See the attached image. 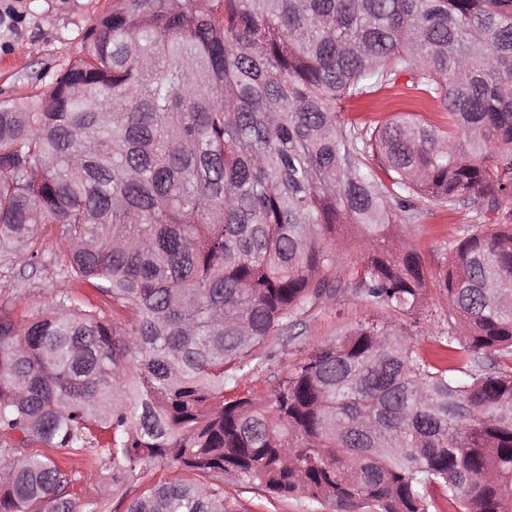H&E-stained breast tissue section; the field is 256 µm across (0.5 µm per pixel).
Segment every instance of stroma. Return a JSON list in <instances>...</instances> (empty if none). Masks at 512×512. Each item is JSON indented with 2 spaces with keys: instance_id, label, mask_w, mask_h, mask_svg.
Segmentation results:
<instances>
[{
  "instance_id": "obj_1",
  "label": "stroma",
  "mask_w": 512,
  "mask_h": 512,
  "mask_svg": "<svg viewBox=\"0 0 512 512\" xmlns=\"http://www.w3.org/2000/svg\"><path fill=\"white\" fill-rule=\"evenodd\" d=\"M112 0H0V103L28 98L48 89L56 76L81 57L84 34L93 21L110 9ZM346 119L360 126L374 125L410 112L424 121L443 126L447 116L437 106L422 101L400 87L384 88L374 95L355 98L340 107ZM512 219V210L476 212L469 207L448 210L422 205L420 218L404 226L403 233L432 270L443 269L451 259L449 245L463 229L474 224H500ZM74 290L95 302L97 292L86 285L69 287L57 273L53 259L35 267H0V301L13 303L16 317L24 318L41 306L45 297ZM372 313L355 296L345 295L334 309L315 317L308 333L322 339L341 335L350 324L371 318ZM417 342L428 356H435L438 338L448 330V302L439 294L429 300V317L420 321ZM69 463L80 475L82 497L100 502L102 512H125L128 499L159 481L198 482L195 472L156 464L131 480L124 494L113 493L100 463L83 456ZM225 512H314L302 498H278L260 487L228 475L224 478Z\"/></svg>"
}]
</instances>
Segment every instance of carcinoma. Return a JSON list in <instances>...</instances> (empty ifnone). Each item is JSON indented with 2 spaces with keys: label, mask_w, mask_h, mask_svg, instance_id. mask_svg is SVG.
Masks as SVG:
<instances>
[{
  "label": "carcinoma",
  "mask_w": 512,
  "mask_h": 512,
  "mask_svg": "<svg viewBox=\"0 0 512 512\" xmlns=\"http://www.w3.org/2000/svg\"><path fill=\"white\" fill-rule=\"evenodd\" d=\"M403 75L448 127L337 112ZM418 199L512 203V0H112L0 105V263L56 224L58 274L100 296L0 308V512H98L83 452L117 492L158 462L210 479L126 512H224L226 473L335 512H512V224L434 273L401 232ZM433 289L435 362L406 327ZM347 290L380 316L307 335Z\"/></svg>",
  "instance_id": "1"
}]
</instances>
